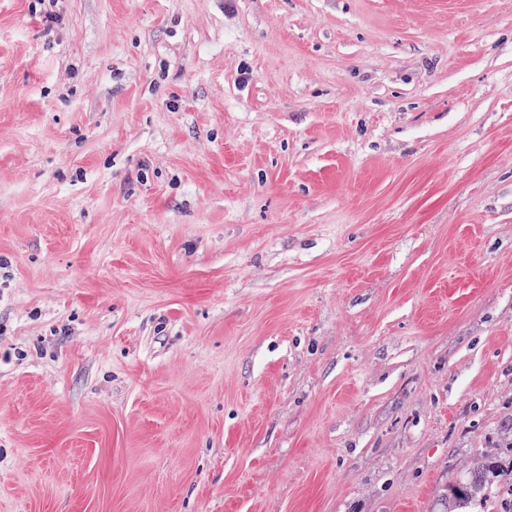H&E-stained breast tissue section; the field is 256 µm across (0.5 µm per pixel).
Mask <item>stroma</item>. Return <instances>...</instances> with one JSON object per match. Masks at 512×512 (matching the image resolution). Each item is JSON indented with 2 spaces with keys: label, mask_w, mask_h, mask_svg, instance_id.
<instances>
[{
  "label": "stroma",
  "mask_w": 512,
  "mask_h": 512,
  "mask_svg": "<svg viewBox=\"0 0 512 512\" xmlns=\"http://www.w3.org/2000/svg\"><path fill=\"white\" fill-rule=\"evenodd\" d=\"M481 454L512 0H0V512H441Z\"/></svg>",
  "instance_id": "stroma-1"
}]
</instances>
